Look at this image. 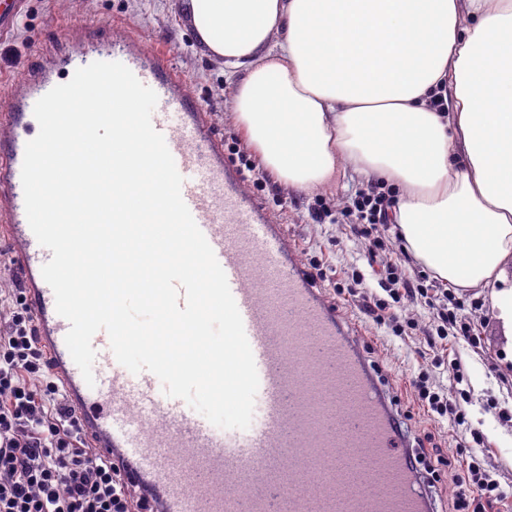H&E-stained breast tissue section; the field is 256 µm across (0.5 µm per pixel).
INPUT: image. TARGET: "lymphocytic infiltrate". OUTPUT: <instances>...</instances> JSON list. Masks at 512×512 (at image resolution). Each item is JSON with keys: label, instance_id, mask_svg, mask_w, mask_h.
<instances>
[{"label": "lymphocytic infiltrate", "instance_id": "lymphocytic-infiltrate-1", "mask_svg": "<svg viewBox=\"0 0 512 512\" xmlns=\"http://www.w3.org/2000/svg\"><path fill=\"white\" fill-rule=\"evenodd\" d=\"M393 205L390 191L374 183L356 191L344 210L354 217L370 257L387 249L369 232L388 224ZM378 283L381 291L367 294L366 311H385L421 297L435 312L429 346L451 337L480 344L471 324L448 309L453 296L447 289H430L391 261ZM414 389L428 413L464 426V410L432 390L426 374L418 375ZM457 487L456 512H483L485 504L504 495L499 482L475 461ZM0 512H141L138 497L124 489L118 471L82 447L78 422L59 403L31 318L18 312L0 331Z\"/></svg>", "mask_w": 512, "mask_h": 512}]
</instances>
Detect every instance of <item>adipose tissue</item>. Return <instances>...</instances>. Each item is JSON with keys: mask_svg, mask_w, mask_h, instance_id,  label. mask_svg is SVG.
<instances>
[{"mask_svg": "<svg viewBox=\"0 0 512 512\" xmlns=\"http://www.w3.org/2000/svg\"><path fill=\"white\" fill-rule=\"evenodd\" d=\"M181 0L236 79L233 109L278 182L341 161L399 192L405 246L489 287L512 340V0Z\"/></svg>", "mask_w": 512, "mask_h": 512, "instance_id": "1", "label": "adipose tissue"}]
</instances>
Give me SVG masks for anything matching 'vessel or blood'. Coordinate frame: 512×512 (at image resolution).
Masks as SVG:
<instances>
[{"label": "vessel or blood", "instance_id": "b4317fda", "mask_svg": "<svg viewBox=\"0 0 512 512\" xmlns=\"http://www.w3.org/2000/svg\"><path fill=\"white\" fill-rule=\"evenodd\" d=\"M131 39L124 28L106 44L78 42L62 62L19 75L11 109L0 114V237L85 446L118 467L144 512H434L355 324L226 164L223 139L181 76L153 50L131 49ZM96 61L123 63L158 97L152 125L226 274L255 359L259 417L250 430L218 428L161 391L153 373H131L106 331L92 338L94 385L66 347L70 324L41 274L52 253L29 227L21 169L34 105L60 83L57 65L72 74Z\"/></svg>", "mask_w": 512, "mask_h": 512}]
</instances>
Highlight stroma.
I'll return each mask as SVG.
<instances>
[{"mask_svg": "<svg viewBox=\"0 0 512 512\" xmlns=\"http://www.w3.org/2000/svg\"><path fill=\"white\" fill-rule=\"evenodd\" d=\"M116 25L133 32V49L156 47L165 52L168 63L183 78L186 91L207 112L214 132L223 138L225 160L238 166L232 145H239L244 152L249 146L232 112L235 82L197 43L177 0H27L13 33L0 39V113L11 106L13 79L58 53L65 38L80 36L88 29L104 35ZM367 183V178L345 161L330 183L316 189H286L270 179L259 186L249 185L248 190L283 224L302 263L321 269V288L331 291L335 304L356 323L377 378L409 431L431 452V491L437 512H454L455 479L465 473L474 455L508 491L506 499L493 503L486 512H512V420L487 410L492 401L512 410V367L502 366L505 338L494 310L487 304L488 289L461 292L457 309L459 318L479 330L480 345L474 347L452 338L439 348L428 347L421 333L432 318L424 302L405 304L394 313L382 311L374 319L364 313L360 296L333 290L334 283L349 284L355 270L364 272L370 289H377L378 283L364 241L351 232L348 218L333 224L316 219L314 210L323 203L334 210L343 209L355 190ZM475 298L484 300L482 309L472 308ZM393 316L414 319L418 330L406 336L389 335L386 324ZM439 359L462 364L469 391L463 408L469 422L483 435L481 448H473L471 437L457 431L448 420L427 416L415 398L412 380L420 371H433L434 385L447 386V374L433 370Z\"/></svg>", "mask_w": 512, "mask_h": 512, "instance_id": "35a3bbf8", "label": "stroma"}]
</instances>
